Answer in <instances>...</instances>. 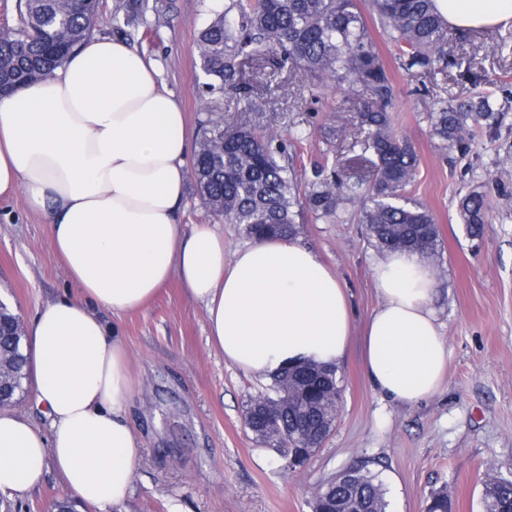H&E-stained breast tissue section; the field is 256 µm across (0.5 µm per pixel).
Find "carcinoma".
<instances>
[{"instance_id":"carcinoma-1","label":"carcinoma","mask_w":512,"mask_h":512,"mask_svg":"<svg viewBox=\"0 0 512 512\" xmlns=\"http://www.w3.org/2000/svg\"><path fill=\"white\" fill-rule=\"evenodd\" d=\"M99 0H16L17 23L0 29V90L43 79L64 63L91 33ZM143 0L115 13L116 32L133 39L146 22ZM371 15L398 49L400 68L426 71L446 58L448 24L432 0H223L209 8L198 36L201 70L214 91L237 88L242 64L261 52H275L276 69L305 74L310 89L333 87L361 100L357 119L361 149L375 157L372 186L335 172L297 182L287 147L267 127L224 129L216 124L204 132L191 161L192 176L203 204L226 224H237L251 238L290 237L297 220L308 212L334 218L339 208L360 203L359 222L369 242L380 250L406 249L428 257L438 255L439 229L432 213L406 195L419 159L413 146L395 132L388 107L395 86L377 52L367 24ZM504 106L491 94L439 100L432 112L435 136L448 148L465 151L472 128L494 127ZM487 202L480 194L460 200L459 214L467 231L480 236ZM23 347L15 349L13 370L17 390L28 372ZM320 366L306 363L274 376L254 401L273 402L288 381L298 398L280 411V423L296 448L321 445L314 431L334 422L341 389L336 375L325 380L309 374ZM259 444L279 449L281 441L261 423L254 426ZM482 512H512V480L486 487ZM314 512H388L386 492L366 467L349 468L321 485ZM427 512H451L448 494H431Z\"/></svg>"}]
</instances>
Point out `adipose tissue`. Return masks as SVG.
Segmentation results:
<instances>
[{
	"label": "adipose tissue",
	"instance_id": "ef3b65f1",
	"mask_svg": "<svg viewBox=\"0 0 512 512\" xmlns=\"http://www.w3.org/2000/svg\"><path fill=\"white\" fill-rule=\"evenodd\" d=\"M460 29L512 25V0H434ZM191 146L185 114L146 58L92 36L45 79L0 94V197L23 192L49 229L72 294L25 328L31 395L47 424L0 408V494L24 496L56 470L80 500L118 512L141 440L128 420L127 351L108 314L140 309L178 281L227 365L263 378L314 360L338 365L354 330L346 291L311 247L260 238L224 257L214 224L179 212ZM363 331L364 374L412 406L443 384L448 347L425 255L386 253Z\"/></svg>",
	"mask_w": 512,
	"mask_h": 512
}]
</instances>
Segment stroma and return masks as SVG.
Returning a JSON list of instances; mask_svg holds the SVG:
<instances>
[{"label": "stroma", "instance_id": "1", "mask_svg": "<svg viewBox=\"0 0 512 512\" xmlns=\"http://www.w3.org/2000/svg\"><path fill=\"white\" fill-rule=\"evenodd\" d=\"M165 3L160 14H148L133 46L181 102L193 140L208 118L224 126L254 122L245 105L258 95L268 102L263 123L285 142L303 139L293 161L298 179L323 165L371 179L372 156L358 144L356 95L311 93L302 72L274 70L266 54L243 65L239 93H211L197 52L208 20L203 0ZM369 29L396 87L392 124L420 159L407 194L440 228L435 303L450 351L444 385L413 406L385 400L365 379L360 343L352 341L337 372L341 395L330 436L305 467L287 469L244 426L264 379L225 363L207 341L203 308L170 283L142 309L113 319L131 363L129 420L142 433L127 512H168L175 502L185 512H311L324 479L361 464L378 473L388 512H426L440 489L451 512H482L487 482L512 479V108L498 127L475 128L465 155L445 148L430 119L439 98L512 90V53L496 50L512 30L450 29L448 62L408 73L377 23ZM454 58L470 62V76L451 66ZM472 192L490 205L477 239L458 213L460 198ZM357 210L343 205L335 220L305 214L297 239L335 271L360 329L380 301L374 266L382 253ZM73 290L46 224L22 195L0 198V302L26 324L45 302ZM71 497L53 470L9 503L12 512H52Z\"/></svg>", "mask_w": 512, "mask_h": 512}]
</instances>
